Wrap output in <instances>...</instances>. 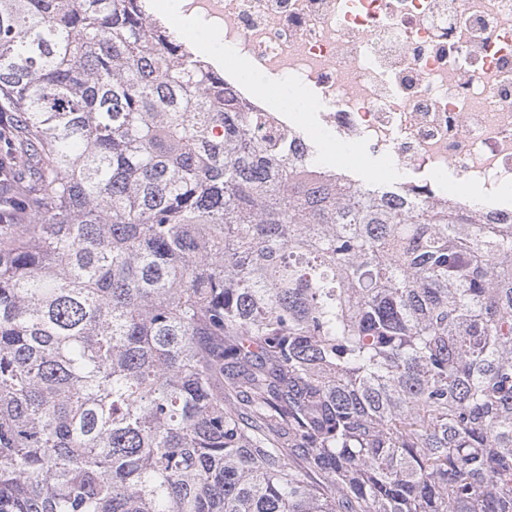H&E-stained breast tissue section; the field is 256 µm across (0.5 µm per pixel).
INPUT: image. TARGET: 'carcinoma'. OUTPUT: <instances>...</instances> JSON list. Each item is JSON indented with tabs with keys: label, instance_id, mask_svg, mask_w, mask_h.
Listing matches in <instances>:
<instances>
[{
	"label": "carcinoma",
	"instance_id": "1",
	"mask_svg": "<svg viewBox=\"0 0 512 512\" xmlns=\"http://www.w3.org/2000/svg\"><path fill=\"white\" fill-rule=\"evenodd\" d=\"M266 122L147 0H0V512H512V217Z\"/></svg>",
	"mask_w": 512,
	"mask_h": 512
}]
</instances>
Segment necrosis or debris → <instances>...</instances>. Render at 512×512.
Listing matches in <instances>:
<instances>
[{
	"mask_svg": "<svg viewBox=\"0 0 512 512\" xmlns=\"http://www.w3.org/2000/svg\"><path fill=\"white\" fill-rule=\"evenodd\" d=\"M215 27L224 53L298 92L310 113L256 97L217 58L205 65L250 112L287 130L290 163L326 170L311 145L365 148L409 173V188L447 199L454 174L465 206L512 214V0H182Z\"/></svg>",
	"mask_w": 512,
	"mask_h": 512,
	"instance_id": "1",
	"label": "necrosis or debris"
}]
</instances>
